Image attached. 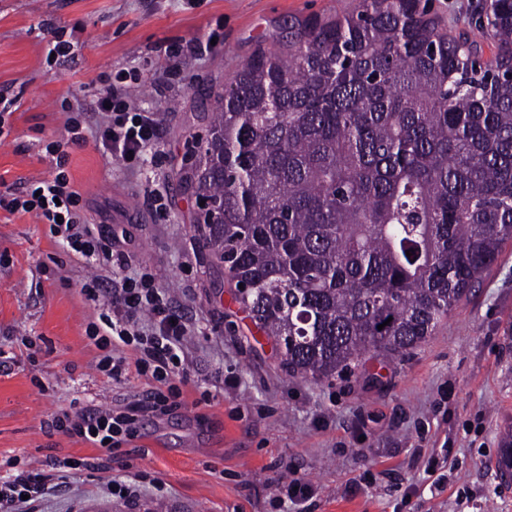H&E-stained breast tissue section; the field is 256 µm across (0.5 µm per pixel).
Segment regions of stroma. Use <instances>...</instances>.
Segmentation results:
<instances>
[{
    "mask_svg": "<svg viewBox=\"0 0 512 512\" xmlns=\"http://www.w3.org/2000/svg\"><path fill=\"white\" fill-rule=\"evenodd\" d=\"M484 0H429L448 31L470 30ZM356 0H0V89L20 98L0 139V180L48 177L44 146L63 139L66 110L93 112L94 90L137 69L127 93L157 114L161 140L140 172L95 143L67 146L66 169L90 223L112 226L129 254L169 290L192 327L190 380L170 414L142 419L113 448L105 479L139 475L138 508L105 496L81 472L46 496L41 512H512L496 460L512 427V241L448 321L417 347L366 357L328 380L288 370L279 346L237 300L235 284L199 239L198 204L180 175L207 134L217 96L257 47L284 50L305 21L354 10ZM81 43L50 65L41 28ZM215 37L180 77L164 48ZM87 270L31 214L0 209V461L19 467L95 458L100 449L56 430L55 415L118 410L144 386L95 368L81 298ZM307 498L275 505L283 480Z\"/></svg>",
    "mask_w": 512,
    "mask_h": 512,
    "instance_id": "1",
    "label": "stroma"
}]
</instances>
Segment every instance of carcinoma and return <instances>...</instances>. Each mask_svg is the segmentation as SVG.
I'll return each instance as SVG.
<instances>
[{
    "instance_id": "1",
    "label": "carcinoma",
    "mask_w": 512,
    "mask_h": 512,
    "mask_svg": "<svg viewBox=\"0 0 512 512\" xmlns=\"http://www.w3.org/2000/svg\"><path fill=\"white\" fill-rule=\"evenodd\" d=\"M483 9L453 35L421 0H360L256 51L219 98L187 186L288 368L418 346L512 240V0ZM496 466L512 480V428Z\"/></svg>"
}]
</instances>
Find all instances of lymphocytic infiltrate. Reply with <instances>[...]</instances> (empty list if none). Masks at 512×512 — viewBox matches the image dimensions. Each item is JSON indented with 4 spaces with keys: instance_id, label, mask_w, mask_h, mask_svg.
Segmentation results:
<instances>
[{
    "instance_id": "1",
    "label": "lymphocytic infiltrate",
    "mask_w": 512,
    "mask_h": 512,
    "mask_svg": "<svg viewBox=\"0 0 512 512\" xmlns=\"http://www.w3.org/2000/svg\"><path fill=\"white\" fill-rule=\"evenodd\" d=\"M101 105L94 125H82L76 118L65 122V142L54 141L45 151L51 159L50 178L32 183L25 190L13 186L0 189V208L11 213H32L47 224L48 235L57 245L80 259L89 274L80 286L84 300L93 305L97 319L86 336L98 351L96 367L116 383L141 381L146 389L125 410L78 408L55 418L56 427L99 448L96 460L78 459L58 467H32L0 480V512H38L49 490L68 486L79 471H102L105 455L133 435L139 419L172 411L164 388L172 377L188 378L183 345L191 334L186 319L179 315L169 292L154 278L128 276L131 260L125 253L102 248L103 226L89 223L81 214L82 194L65 169L63 143L99 141L105 156L128 168L141 166L160 140L156 116L136 107L125 86L109 84L97 89ZM121 270L119 286L110 287L105 269Z\"/></svg>"
}]
</instances>
